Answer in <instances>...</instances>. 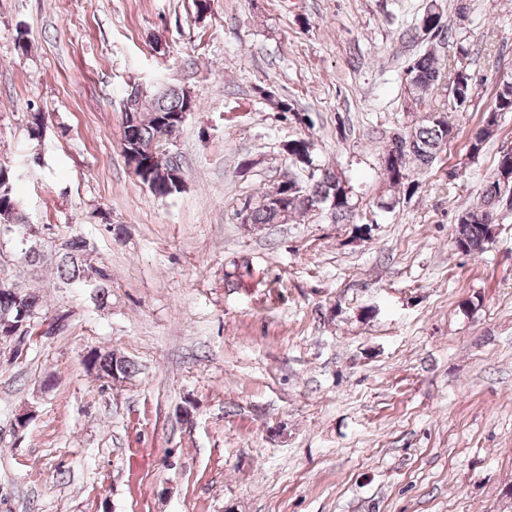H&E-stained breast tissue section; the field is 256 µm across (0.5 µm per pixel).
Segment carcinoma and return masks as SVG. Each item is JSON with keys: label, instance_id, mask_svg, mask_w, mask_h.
Listing matches in <instances>:
<instances>
[{"label": "carcinoma", "instance_id": "carcinoma-1", "mask_svg": "<svg viewBox=\"0 0 512 512\" xmlns=\"http://www.w3.org/2000/svg\"><path fill=\"white\" fill-rule=\"evenodd\" d=\"M444 28L443 12L436 11V5L431 3L416 27L409 32V37L418 40L429 30L439 32ZM454 44L456 55L453 57L451 72L455 74V79L451 81L448 104L458 107L471 99L473 84L470 73L461 67V60L469 54L466 37L460 32L455 33ZM439 81L440 69L436 65L434 55L428 53L414 59L407 69L406 78L411 105L417 109L421 108L439 86ZM141 96L145 98L146 105L141 107L136 124L126 126L122 148L125 151L134 149L136 145L146 148V153L142 155V176L139 180L156 196L167 198L183 188V168L178 156L169 152L166 146L160 143L158 134L166 127L171 138H176V134L182 128V125L178 124V115L185 110V101L179 89L175 87L158 96L152 89L146 92L137 86L130 89L126 100L136 104ZM265 97L280 114L289 113L296 121H302L288 99L277 97L270 92L265 93ZM504 112H512L511 77L500 80L492 107L482 114L479 123L481 139H468V160L473 161L480 155L485 142L497 130L501 114ZM455 136L456 129L449 121L448 114L439 110L426 113L421 123L405 135V138L412 140L413 149L401 167H396L392 160V152L396 150V146L388 147L383 153L382 173L385 184L390 188L401 189L404 196L411 197L417 187L409 181L410 169L430 166L448 140ZM288 157L295 167L311 173L310 183L305 184L293 173H288V178L279 181L273 190L262 196L259 204L251 207L248 223H283L274 197L284 194L288 195V208L292 219L314 210L321 204L329 205L339 221L353 218L356 209L353 185L344 172L316 164L312 141L302 137L288 141ZM18 178L15 170L0 166V224L13 227L25 234L29 224L15 193ZM505 205L512 207V150L500 154L495 175L485 190L481 205L466 207L458 215L453 237L454 248L465 255L482 252L484 246L494 238L497 211ZM86 251L87 243L81 237L73 236L64 242L61 259L57 265L60 278L69 284H83L100 279L102 284L98 286L97 295L103 299L107 291L103 280L107 279V275L103 269L85 263L83 255ZM17 289V284L0 280V321L17 320L21 315L20 308L24 307L27 312L26 327L29 328L34 324V318L42 308V297L35 292L18 289L23 298L19 304L14 299V291ZM84 363L87 369L94 368L99 371L98 377L101 379L109 378L114 369L119 371L123 379L135 373L133 363L115 358L114 354L106 349L91 350L84 357Z\"/></svg>", "mask_w": 512, "mask_h": 512}]
</instances>
